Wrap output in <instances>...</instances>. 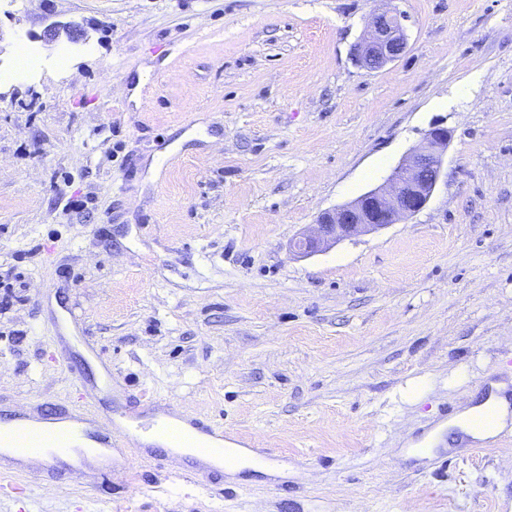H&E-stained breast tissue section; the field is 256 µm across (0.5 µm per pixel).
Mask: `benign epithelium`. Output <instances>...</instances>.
I'll return each instance as SVG.
<instances>
[{
  "label": "benign epithelium",
  "instance_id": "obj_1",
  "mask_svg": "<svg viewBox=\"0 0 512 512\" xmlns=\"http://www.w3.org/2000/svg\"><path fill=\"white\" fill-rule=\"evenodd\" d=\"M386 2L390 7L372 16L366 35L353 48L356 62L369 70L395 61L407 46L405 16L393 6V0ZM451 137L447 127L433 125L422 142L391 171L384 185L346 205L320 213L316 228L299 237L295 251L322 252L340 240L380 230L420 212L442 177L444 155Z\"/></svg>",
  "mask_w": 512,
  "mask_h": 512
}]
</instances>
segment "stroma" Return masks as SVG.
<instances>
[{
	"instance_id": "stroma-1",
	"label": "stroma",
	"mask_w": 512,
	"mask_h": 512,
	"mask_svg": "<svg viewBox=\"0 0 512 512\" xmlns=\"http://www.w3.org/2000/svg\"><path fill=\"white\" fill-rule=\"evenodd\" d=\"M396 5L407 46L374 71L351 48L383 0L0 11V72L24 41L42 60L0 79V404L108 371L113 409L147 393L288 465L192 482L146 454L17 479L0 512H512V442L415 450L512 358V0ZM436 123L420 212L290 251Z\"/></svg>"
}]
</instances>
